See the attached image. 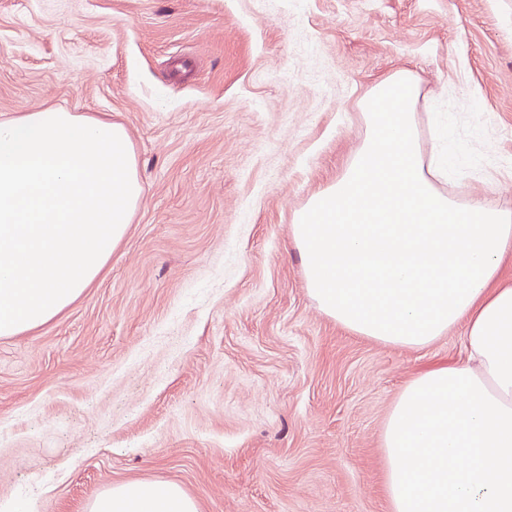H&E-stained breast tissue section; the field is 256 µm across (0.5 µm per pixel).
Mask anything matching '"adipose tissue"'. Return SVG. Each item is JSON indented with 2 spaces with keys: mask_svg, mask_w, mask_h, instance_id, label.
<instances>
[{
  "mask_svg": "<svg viewBox=\"0 0 512 512\" xmlns=\"http://www.w3.org/2000/svg\"><path fill=\"white\" fill-rule=\"evenodd\" d=\"M420 87L401 71L372 92L367 134L343 175L293 219L318 308L358 336L422 349L461 330L463 356L423 367L382 430L391 512H512V209L462 205L438 190L456 175L426 157ZM86 512H199L173 481L130 480Z\"/></svg>",
  "mask_w": 512,
  "mask_h": 512,
  "instance_id": "adipose-tissue-1",
  "label": "adipose tissue"
}]
</instances>
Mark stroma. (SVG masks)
Wrapping results in <instances>:
<instances>
[{"instance_id": "stroma-1", "label": "stroma", "mask_w": 512, "mask_h": 512, "mask_svg": "<svg viewBox=\"0 0 512 512\" xmlns=\"http://www.w3.org/2000/svg\"><path fill=\"white\" fill-rule=\"evenodd\" d=\"M415 75L447 193L512 206V0H0V115L121 123L143 196L101 277L0 339V505L85 512L179 483L200 512H390L380 435L425 364L306 290L295 213L361 145L365 101Z\"/></svg>"}]
</instances>
